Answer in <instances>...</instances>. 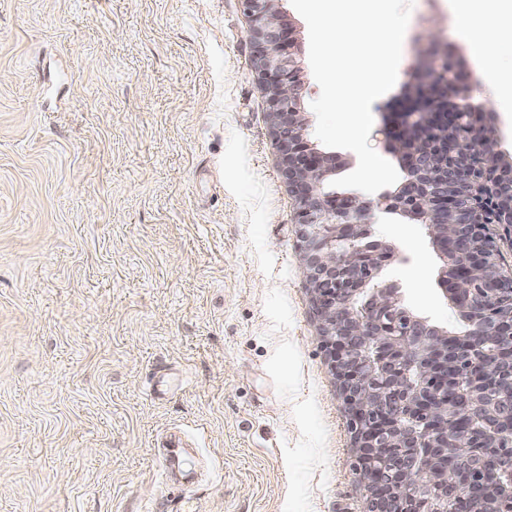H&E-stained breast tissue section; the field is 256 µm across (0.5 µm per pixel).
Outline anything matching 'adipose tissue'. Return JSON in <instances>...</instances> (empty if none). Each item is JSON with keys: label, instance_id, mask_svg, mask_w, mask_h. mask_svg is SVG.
I'll return each instance as SVG.
<instances>
[{"label": "adipose tissue", "instance_id": "obj_1", "mask_svg": "<svg viewBox=\"0 0 512 512\" xmlns=\"http://www.w3.org/2000/svg\"><path fill=\"white\" fill-rule=\"evenodd\" d=\"M481 0H454L456 24L466 37L474 56L482 60L479 82L486 91L490 106L512 104V72L496 68L489 47L486 27L478 22V6Z\"/></svg>", "mask_w": 512, "mask_h": 512}]
</instances>
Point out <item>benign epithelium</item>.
Returning a JSON list of instances; mask_svg holds the SVG:
<instances>
[{
	"label": "benign epithelium",
	"instance_id": "benign-epithelium-1",
	"mask_svg": "<svg viewBox=\"0 0 512 512\" xmlns=\"http://www.w3.org/2000/svg\"><path fill=\"white\" fill-rule=\"evenodd\" d=\"M240 2L367 512H512V276L488 232L512 239V164L493 148L469 77L430 50L392 113L389 150L404 180L376 201L338 194L330 182L343 162L308 137L278 0ZM377 210L426 227L462 331L419 316L380 282L392 249L370 238Z\"/></svg>",
	"mask_w": 512,
	"mask_h": 512
}]
</instances>
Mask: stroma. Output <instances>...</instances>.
<instances>
[{"instance_id": "35a3bbf8", "label": "stroma", "mask_w": 512, "mask_h": 512, "mask_svg": "<svg viewBox=\"0 0 512 512\" xmlns=\"http://www.w3.org/2000/svg\"><path fill=\"white\" fill-rule=\"evenodd\" d=\"M432 31L477 71L414 0L380 155ZM267 113L239 0H0V512H366ZM372 232L459 330L424 226Z\"/></svg>"}]
</instances>
